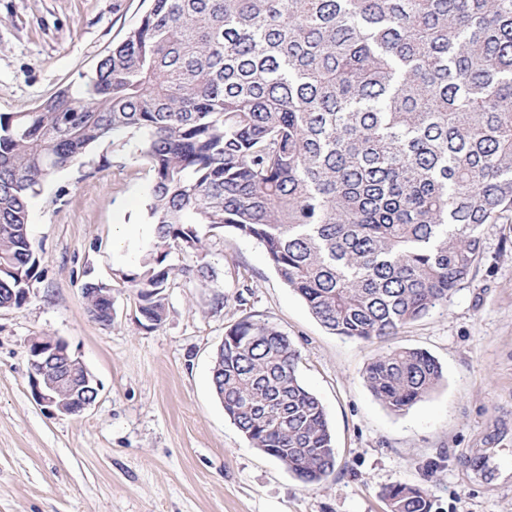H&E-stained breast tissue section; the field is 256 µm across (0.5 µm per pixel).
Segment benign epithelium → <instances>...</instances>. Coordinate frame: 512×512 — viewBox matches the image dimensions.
<instances>
[{
    "mask_svg": "<svg viewBox=\"0 0 512 512\" xmlns=\"http://www.w3.org/2000/svg\"><path fill=\"white\" fill-rule=\"evenodd\" d=\"M32 395L54 415H79L90 405L89 395L97 393L90 375L78 370L83 362L68 352L64 341L36 336L28 346Z\"/></svg>",
    "mask_w": 512,
    "mask_h": 512,
    "instance_id": "benign-epithelium-1",
    "label": "benign epithelium"
}]
</instances>
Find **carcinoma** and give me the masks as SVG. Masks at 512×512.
Returning <instances> with one entry per match:
<instances>
[{
    "mask_svg": "<svg viewBox=\"0 0 512 512\" xmlns=\"http://www.w3.org/2000/svg\"><path fill=\"white\" fill-rule=\"evenodd\" d=\"M140 134L153 248L122 274L151 326L166 289L204 264L168 263L205 235L257 240L330 333L370 342L448 303L477 268L483 227L512 224V0H150L77 90L0 114V299L39 275L28 205L57 172ZM300 354L267 321L224 335L212 387L250 445L298 480L336 465ZM363 379L403 412L441 384L429 353L394 348ZM389 512H431L395 484Z\"/></svg>",
    "mask_w": 512,
    "mask_h": 512,
    "instance_id": "obj_1",
    "label": "carcinoma"
}]
</instances>
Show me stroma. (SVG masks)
Returning a JSON list of instances; mask_svg holds the SVG:
<instances>
[{"instance_id": "35a3bbf8", "label": "stroma", "mask_w": 512, "mask_h": 512, "mask_svg": "<svg viewBox=\"0 0 512 512\" xmlns=\"http://www.w3.org/2000/svg\"><path fill=\"white\" fill-rule=\"evenodd\" d=\"M148 8L147 0H0V114L26 112L81 86ZM60 171L29 204L41 258L27 300L0 309V512H387L385 490L416 484L431 512H512V224H488L473 275L446 306L386 340L328 332L285 285L261 245L207 237L211 278L176 276L156 327L122 276L154 240L152 176L135 160ZM112 289V323L89 316L86 281ZM266 320L300 352L321 400L334 472L304 485L252 448L211 386L212 356L244 316ZM63 340L98 389L82 414L56 416L32 396L27 345ZM418 348L440 363L427 399L394 413L369 391L375 354Z\"/></svg>"}]
</instances>
